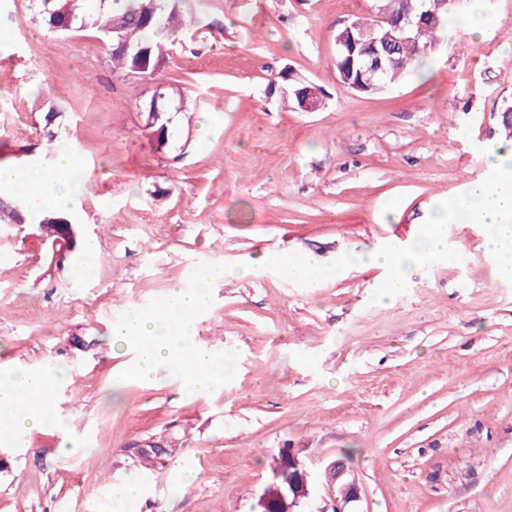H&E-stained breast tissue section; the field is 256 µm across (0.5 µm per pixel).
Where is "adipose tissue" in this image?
<instances>
[{
  "label": "adipose tissue",
  "mask_w": 512,
  "mask_h": 512,
  "mask_svg": "<svg viewBox=\"0 0 512 512\" xmlns=\"http://www.w3.org/2000/svg\"><path fill=\"white\" fill-rule=\"evenodd\" d=\"M485 160L495 173L492 182L472 183L462 198H451L408 246L368 254L369 264L387 272L382 285L383 296L402 294L410 286L413 267L445 252L447 224L457 219L490 227L489 249L507 256L499 266V273L512 278V144L489 143ZM78 173L72 147L63 144L50 169L35 165L0 167V189H22L30 203L38 207L66 208L77 201ZM213 276L211 269H200L197 288L189 292L170 289L155 311L132 312L124 323L113 328V335L138 350V358L128 370V377L151 380L157 366L167 363L176 368L185 387L196 395L208 394L222 381L224 367L217 363L212 352L187 341L189 333L197 328L200 314L209 305V283ZM67 378L62 368L25 369L0 375V420H9L11 437L17 438L48 425L64 428V421L54 416L52 408L55 395Z\"/></svg>",
  "instance_id": "ef3b65f1"
}]
</instances>
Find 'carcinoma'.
Masks as SVG:
<instances>
[{
  "mask_svg": "<svg viewBox=\"0 0 512 512\" xmlns=\"http://www.w3.org/2000/svg\"><path fill=\"white\" fill-rule=\"evenodd\" d=\"M184 0H155L154 16L145 13L144 6L149 0H112L108 9L98 8L94 12L86 10L84 0H34L31 3L34 15L51 35L57 34L54 25L66 20L69 26L80 23L82 27L96 29L104 34V46L112 61V71H121L127 75L154 80L167 66L170 51L176 43L179 31L200 26L204 21L203 12L182 9ZM425 9L432 13L430 21L423 28L418 40L404 41L397 45V57L400 64L379 71L368 65L373 55L372 45L362 40L353 50L336 54L335 67L340 83L353 91L363 94H375L391 84L401 80L417 59L435 51L440 46L452 42L460 33L458 19L465 8L448 6L445 0H425ZM120 16L126 21L123 32L128 44L125 50L116 49L117 34L112 32L110 20ZM360 26L376 27L379 43H391L395 36L388 24L375 26V19L366 18ZM186 111L184 99L159 101V111L147 112L146 120L152 121V129L167 134L168 143L176 138L174 117ZM60 116L59 109L51 104L44 115L48 142L53 144L59 138L67 137L66 128L56 124ZM14 205L0 202V223L22 224L25 213L38 216V223L46 225V234H51L53 225L71 222L60 212L43 208L38 211L29 206L22 192L10 195Z\"/></svg>",
  "mask_w": 512,
  "mask_h": 512,
  "instance_id": "cac0c4a2",
  "label": "carcinoma"
}]
</instances>
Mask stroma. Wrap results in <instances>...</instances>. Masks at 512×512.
Returning a JSON list of instances; mask_svg holds the SVG:
<instances>
[{"label":"stroma","instance_id":"obj_1","mask_svg":"<svg viewBox=\"0 0 512 512\" xmlns=\"http://www.w3.org/2000/svg\"><path fill=\"white\" fill-rule=\"evenodd\" d=\"M158 80L113 73L96 30L47 34L24 6L0 12V166L42 160L44 100L61 109L85 189L82 247L54 256L35 226L0 224V371L64 367L67 432L0 450V512H257L280 448L326 465L354 449L360 512H512V279L485 229L448 226V251L392 301L361 252L400 248L469 182L492 181L484 148L512 101V0H485L462 33L383 92L343 87L336 33L378 0H207ZM322 87L323 107L282 103L281 69ZM196 103L184 155L145 128L157 86ZM315 257L302 280L261 255ZM253 265L239 277L238 269ZM215 270L190 337L231 358L190 393L167 365L116 385L136 356L112 334L131 311ZM161 448L151 469L140 455Z\"/></svg>","mask_w":512,"mask_h":512}]
</instances>
